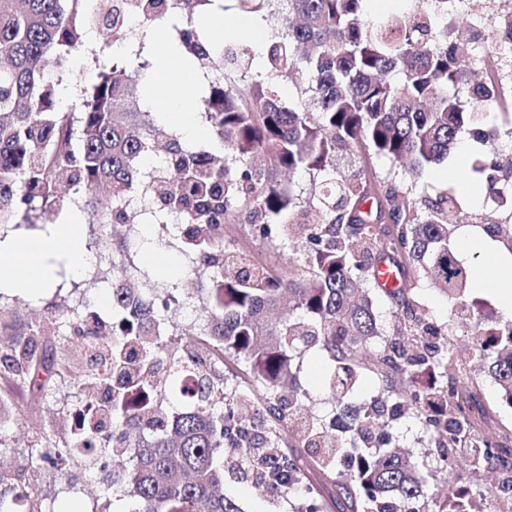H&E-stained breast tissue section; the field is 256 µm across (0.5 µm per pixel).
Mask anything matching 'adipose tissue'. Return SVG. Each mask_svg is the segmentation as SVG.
Instances as JSON below:
<instances>
[{"mask_svg": "<svg viewBox=\"0 0 512 512\" xmlns=\"http://www.w3.org/2000/svg\"><path fill=\"white\" fill-rule=\"evenodd\" d=\"M466 245L477 246L485 254L497 257L503 273L494 278L478 275L475 288L490 291L497 296L506 314L512 315V256L499 255L498 247L491 238L467 235ZM66 259L73 271H81L91 260L81 232V216L70 213L65 223L57 226L50 237L38 240L0 241V267L21 265L20 287L30 291L45 288L48 281L49 258Z\"/></svg>", "mask_w": 512, "mask_h": 512, "instance_id": "ef3b65f1", "label": "adipose tissue"}]
</instances>
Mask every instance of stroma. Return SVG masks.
I'll return each instance as SVG.
<instances>
[{"label":"stroma","instance_id":"stroma-1","mask_svg":"<svg viewBox=\"0 0 512 512\" xmlns=\"http://www.w3.org/2000/svg\"><path fill=\"white\" fill-rule=\"evenodd\" d=\"M118 44L111 31L90 29L84 50L74 55L64 73L60 96L62 106H69L89 89L94 76L95 59L118 57ZM118 247L110 249L109 261L101 273L86 269L82 274L65 271L52 277L48 288L28 294L17 288L0 290V304L7 306L0 315V342L27 330L43 320L50 306H59L73 315L86 306L108 307L109 291L102 281L121 273L127 264L148 272L143 285L153 293H162L166 285L187 278L189 270L180 259L172 236L161 233L158 225L139 224L135 229H121ZM152 246L155 261L145 258V246ZM86 391L70 379L55 377L40 392L22 383L0 380V473L5 474L0 491L17 497L18 512H132L135 503L123 493L107 492L111 469H87L81 459L61 457L54 463L40 461L57 412L87 399ZM394 443L410 451L424 480L425 493H432L440 476L431 437L419 421L405 416L388 424ZM225 494L236 499L244 512H291L292 496H276L242 479L239 474L225 475Z\"/></svg>","mask_w":512,"mask_h":512}]
</instances>
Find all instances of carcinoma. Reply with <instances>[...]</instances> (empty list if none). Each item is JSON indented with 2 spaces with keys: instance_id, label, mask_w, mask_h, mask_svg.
I'll return each instance as SVG.
<instances>
[{
  "instance_id": "1",
  "label": "carcinoma",
  "mask_w": 512,
  "mask_h": 512,
  "mask_svg": "<svg viewBox=\"0 0 512 512\" xmlns=\"http://www.w3.org/2000/svg\"><path fill=\"white\" fill-rule=\"evenodd\" d=\"M370 0H0V224L53 223L83 194L87 223L115 228L165 224L174 213L178 252L202 276L172 290L198 292L208 315L194 333L160 314L175 301L135 288L138 269L112 278V316L87 307L55 320L62 341L83 339L96 365L70 370L37 356L35 325L0 350V379L41 391L71 376L98 399L78 434L63 429L52 447L87 468L112 458V489L132 512H244L224 495V469H241L270 493L307 484L312 472L336 485L356 512H420L421 479L411 457L380 432L382 415L405 409L431 434L442 481L435 512H483L461 485L466 449L499 475L512 473V425L495 423L481 403L480 374H459L448 324L416 300L414 286L386 291L388 263L431 276L452 317L486 322L472 360L512 407V320L463 302L471 265L458 259L464 227L478 228L512 255V74L483 50L481 18L470 0H415L376 22ZM234 11L271 24L254 51L240 40L216 45L201 20ZM141 27L170 20L171 45L205 77L203 117L214 141L187 140L142 110V92L115 63L98 62L86 94L63 108L61 80L49 77L85 46L90 28L122 36L119 21ZM306 75L307 103H284L271 81ZM479 81L473 83L470 74ZM471 140V164L448 172V189L411 200L391 179L336 169V154L383 157L410 176L450 158ZM162 150V176L142 161ZM300 169L320 191L303 208L277 181ZM243 220L255 236L306 245L295 264L258 263L224 233ZM394 301L401 328L381 339L374 296ZM327 354L322 389L344 417L305 415L297 383L306 354ZM231 357L251 383L231 394L215 368ZM378 395L357 413L347 400L361 380ZM112 433L98 444L101 423ZM320 494L293 512H325Z\"/></svg>"
}]
</instances>
